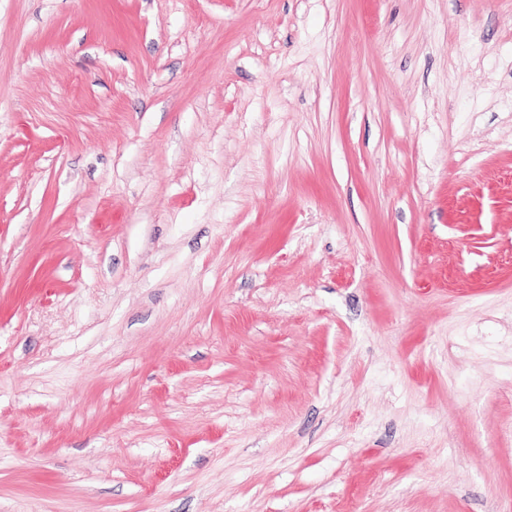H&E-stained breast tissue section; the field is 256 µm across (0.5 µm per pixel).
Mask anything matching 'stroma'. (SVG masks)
Instances as JSON below:
<instances>
[{"mask_svg":"<svg viewBox=\"0 0 512 512\" xmlns=\"http://www.w3.org/2000/svg\"><path fill=\"white\" fill-rule=\"evenodd\" d=\"M0 512H512V0H0Z\"/></svg>","mask_w":512,"mask_h":512,"instance_id":"stroma-1","label":"stroma"}]
</instances>
